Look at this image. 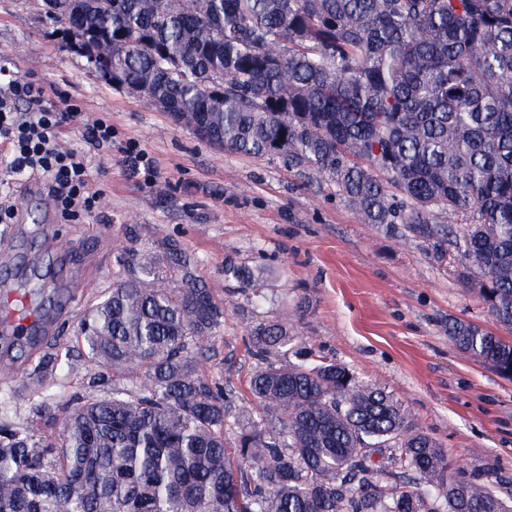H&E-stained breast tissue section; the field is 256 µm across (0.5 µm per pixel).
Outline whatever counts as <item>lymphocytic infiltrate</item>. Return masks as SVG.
Instances as JSON below:
<instances>
[{"label": "lymphocytic infiltrate", "instance_id": "obj_1", "mask_svg": "<svg viewBox=\"0 0 512 512\" xmlns=\"http://www.w3.org/2000/svg\"><path fill=\"white\" fill-rule=\"evenodd\" d=\"M80 130L94 149L112 146L109 113L90 114L67 97L51 99L37 80L13 74L0 81V164L10 176L0 181V223L16 220L15 186L37 183L67 221L97 210L102 191L92 189V157L70 149L67 127Z\"/></svg>", "mask_w": 512, "mask_h": 512}]
</instances>
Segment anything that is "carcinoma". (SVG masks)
Returning <instances> with one entry per match:
<instances>
[{"label":"carcinoma","mask_w":512,"mask_h":512,"mask_svg":"<svg viewBox=\"0 0 512 512\" xmlns=\"http://www.w3.org/2000/svg\"><path fill=\"white\" fill-rule=\"evenodd\" d=\"M45 3L112 88L227 152L318 173L363 223L479 269L471 287L512 324V0ZM115 262L80 325L102 368L88 394L44 395L56 434L0 421V512H512L392 395L314 362L286 316L251 331L264 416L244 417L200 367L224 305L181 242ZM224 278L260 296L249 267L228 259ZM448 336L512 378L511 344L465 321ZM76 370L67 347L32 375Z\"/></svg>","instance_id":"1"}]
</instances>
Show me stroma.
Returning a JSON list of instances; mask_svg holds the SVG:
<instances>
[{
  "label": "stroma",
  "instance_id": "35a3bbf8",
  "mask_svg": "<svg viewBox=\"0 0 512 512\" xmlns=\"http://www.w3.org/2000/svg\"><path fill=\"white\" fill-rule=\"evenodd\" d=\"M60 28L43 0H0V66L34 74L84 111L110 113L113 145L138 139L160 179L147 184L119 154L98 153L102 207L76 224L46 210L36 184L22 186L24 214L0 224V282H10L0 285V332L31 323L29 310L39 306L44 341L0 359V391L13 396L7 423L54 432L32 411L42 392L33 362L60 345L82 354L80 320L111 288L129 234L143 244L173 237L197 256L196 275L224 303L202 368L236 390L247 416L263 413L249 391L257 363L250 330L285 313L316 355L402 401L453 466L512 493V379L460 351L447 331L458 319L512 342V326L488 314L457 268H441L417 239L362 223L319 174L224 152L146 100L113 90L67 48ZM228 256L262 272L265 301L225 280Z\"/></svg>",
  "mask_w": 512,
  "mask_h": 512
}]
</instances>
